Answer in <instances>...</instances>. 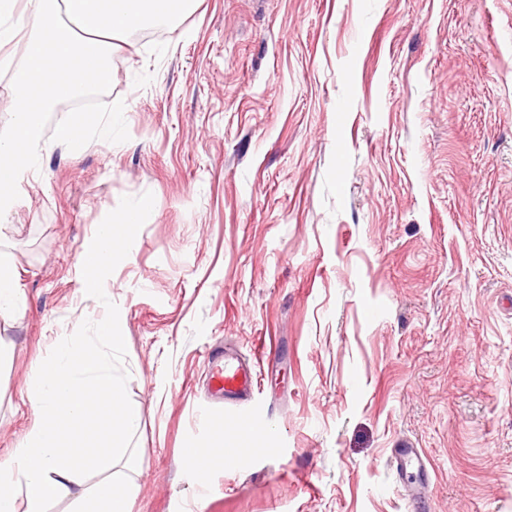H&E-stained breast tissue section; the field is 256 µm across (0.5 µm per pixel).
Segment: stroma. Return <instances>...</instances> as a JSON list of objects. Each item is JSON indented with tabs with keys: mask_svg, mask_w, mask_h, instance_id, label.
<instances>
[{
	"mask_svg": "<svg viewBox=\"0 0 512 512\" xmlns=\"http://www.w3.org/2000/svg\"><path fill=\"white\" fill-rule=\"evenodd\" d=\"M110 64L129 140L46 141L0 218V462L33 367L108 317L132 512H512V0H197ZM145 206L91 275L96 227ZM219 345L277 349L252 406L281 454L199 471L242 413L201 423ZM21 295L16 287L11 265L0 256V316L15 314L20 309Z\"/></svg>",
	"mask_w": 512,
	"mask_h": 512,
	"instance_id": "obj_1",
	"label": "stroma"
}]
</instances>
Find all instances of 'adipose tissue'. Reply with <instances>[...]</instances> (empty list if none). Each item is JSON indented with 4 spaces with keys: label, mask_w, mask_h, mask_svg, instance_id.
I'll return each mask as SVG.
<instances>
[{
    "label": "adipose tissue",
    "mask_w": 512,
    "mask_h": 512,
    "mask_svg": "<svg viewBox=\"0 0 512 512\" xmlns=\"http://www.w3.org/2000/svg\"><path fill=\"white\" fill-rule=\"evenodd\" d=\"M149 220L144 208L98 226L85 248L88 265L111 263L128 245L131 225ZM119 344L105 319L91 344L60 343L33 369L26 394L36 423L0 462V512H49L60 502L73 512H130L123 476L140 467L131 446L140 411L112 373Z\"/></svg>",
    "instance_id": "ef3b65f1"
}]
</instances>
